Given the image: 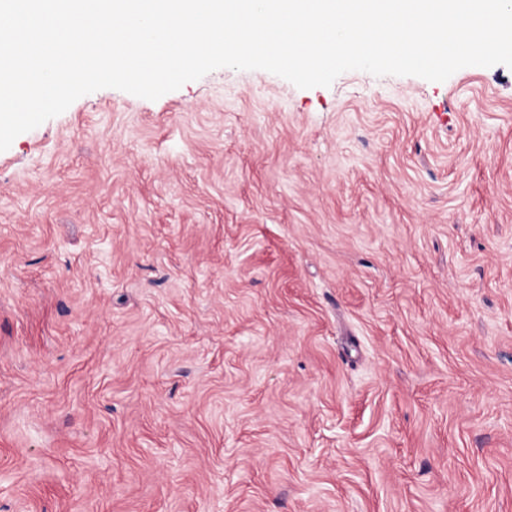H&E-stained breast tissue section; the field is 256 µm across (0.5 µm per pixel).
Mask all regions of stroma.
<instances>
[{
  "instance_id": "1",
  "label": "stroma",
  "mask_w": 512,
  "mask_h": 512,
  "mask_svg": "<svg viewBox=\"0 0 512 512\" xmlns=\"http://www.w3.org/2000/svg\"><path fill=\"white\" fill-rule=\"evenodd\" d=\"M0 512H512V69L219 68L16 137Z\"/></svg>"
}]
</instances>
